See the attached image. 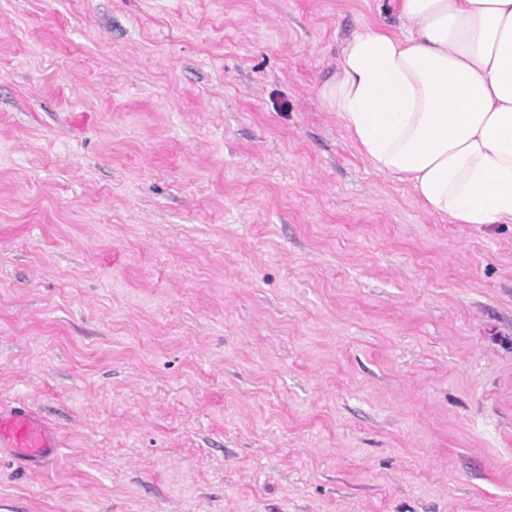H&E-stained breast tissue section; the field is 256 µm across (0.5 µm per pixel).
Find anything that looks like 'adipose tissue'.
<instances>
[{
  "label": "adipose tissue",
  "instance_id": "adipose-tissue-1",
  "mask_svg": "<svg viewBox=\"0 0 512 512\" xmlns=\"http://www.w3.org/2000/svg\"><path fill=\"white\" fill-rule=\"evenodd\" d=\"M410 34L368 27L322 96L379 173L454 224H512V0H400Z\"/></svg>",
  "mask_w": 512,
  "mask_h": 512
}]
</instances>
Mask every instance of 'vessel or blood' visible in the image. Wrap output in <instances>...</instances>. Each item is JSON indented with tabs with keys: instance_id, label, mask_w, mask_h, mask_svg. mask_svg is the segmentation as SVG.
<instances>
[{
	"instance_id": "1",
	"label": "vessel or blood",
	"mask_w": 512,
	"mask_h": 512,
	"mask_svg": "<svg viewBox=\"0 0 512 512\" xmlns=\"http://www.w3.org/2000/svg\"><path fill=\"white\" fill-rule=\"evenodd\" d=\"M59 445L56 428L38 414L22 406L0 407V456L43 468L57 458Z\"/></svg>"
}]
</instances>
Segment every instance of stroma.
<instances>
[{
	"label": "stroma",
	"mask_w": 512,
	"mask_h": 512,
	"mask_svg": "<svg viewBox=\"0 0 512 512\" xmlns=\"http://www.w3.org/2000/svg\"><path fill=\"white\" fill-rule=\"evenodd\" d=\"M396 0H0V512H512V224L322 88ZM55 427L22 406L0 407V457L8 455L28 467H46L59 454Z\"/></svg>",
	"instance_id": "stroma-1"
}]
</instances>
